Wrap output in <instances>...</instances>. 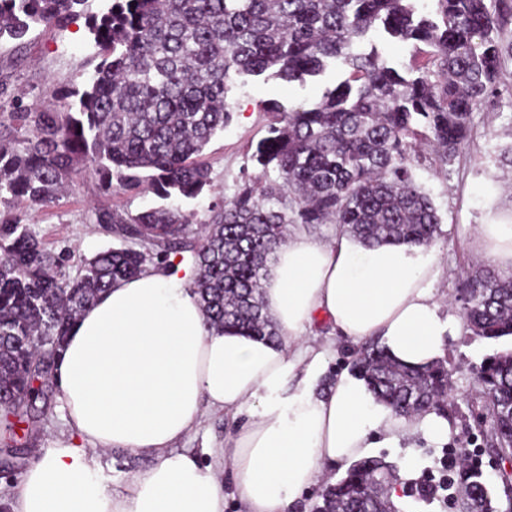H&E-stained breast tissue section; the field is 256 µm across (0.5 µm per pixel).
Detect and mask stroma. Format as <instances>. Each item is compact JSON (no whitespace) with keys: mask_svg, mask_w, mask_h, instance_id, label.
Returning <instances> with one entry per match:
<instances>
[{"mask_svg":"<svg viewBox=\"0 0 512 512\" xmlns=\"http://www.w3.org/2000/svg\"><path fill=\"white\" fill-rule=\"evenodd\" d=\"M93 50L84 18L67 27L40 26L33 29L23 48L14 42L0 41V112L12 109L13 97L25 104L35 103L62 109L72 88L86 84L93 73ZM339 80L335 70H328L316 82L299 86L278 80L248 81L237 86L230 97L233 120L212 138L203 152L211 168V186L197 198L183 201V211L193 222L204 220L212 203L232 195L242 172L256 173L250 155L266 135L267 118L260 104L268 99L284 102L313 103L323 90ZM502 93L493 105L474 112L471 137L463 152L447 166L425 165L417 169V179L431 194L441 217L442 235L437 243L441 262L438 282L445 294L448 311L461 317L462 303L457 288L465 271L480 265L474 254L472 237L482 224L512 218V168L497 161L501 146L512 144V60L506 61L501 76ZM151 195L132 196L122 192L104 195L95 179L88 178L64 194L49 208L28 210L27 220L44 243L53 250H68L73 261L92 256L112 245L113 238L94 222L100 205L119 210L138 211L155 204ZM495 344L460 330L449 339L444 359L451 371V396L448 400V438L439 443H421L415 457L405 460L400 448L383 449L387 462L409 464L414 474L453 457L460 449L482 447L483 436L471 414L481 386L476 369L494 353ZM64 430L60 413L47 419L14 422L12 432L25 448L50 444Z\"/></svg>","mask_w":512,"mask_h":512,"instance_id":"obj_1","label":"stroma"}]
</instances>
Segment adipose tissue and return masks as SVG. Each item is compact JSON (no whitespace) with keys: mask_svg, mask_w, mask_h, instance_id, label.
<instances>
[{"mask_svg":"<svg viewBox=\"0 0 512 512\" xmlns=\"http://www.w3.org/2000/svg\"><path fill=\"white\" fill-rule=\"evenodd\" d=\"M474 244L512 273V224L480 225ZM440 274L432 246L289 234L262 280L275 343L209 327L189 257L114 282L75 322L56 372L68 434L37 448L4 498L8 512H224L228 479L243 512H294L300 495L376 445L410 456L418 441H443L441 416L396 415L348 371L329 394L315 391L335 354L314 331L324 323L356 346L378 340L402 364L440 360L458 329ZM215 413L237 420L234 434L198 453L180 448ZM108 448L152 463L114 483L100 463Z\"/></svg>","mask_w":512,"mask_h":512,"instance_id":"1","label":"adipose tissue"}]
</instances>
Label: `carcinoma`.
<instances>
[{"label":"carcinoma","mask_w":512,"mask_h":512,"mask_svg":"<svg viewBox=\"0 0 512 512\" xmlns=\"http://www.w3.org/2000/svg\"><path fill=\"white\" fill-rule=\"evenodd\" d=\"M88 0H0V39L23 40L38 26L62 27ZM512 0H109L86 17L93 75L63 112L14 100L0 114V411L46 417L54 370L72 324L112 282L190 254L211 327L267 340L261 281L290 224H334L371 246H433L440 216L415 170L431 144L443 167L466 147L472 113L494 99L512 40ZM378 32L407 46L391 63L353 45ZM334 65L343 78L316 104L262 102L267 136L251 154L259 169L190 228L180 201L210 185L205 147L233 117L229 94L248 78L304 85ZM106 193L153 194L136 212L95 210L119 241L76 273L48 250L25 207H49L84 176ZM468 331L512 339V274L492 265L460 285ZM354 367L398 415L447 414L450 370L413 369L384 348L362 346ZM474 420L492 448L512 446V348L486 357ZM457 483L476 512H496L468 451ZM382 459L351 464L326 486L312 512H396L372 482Z\"/></svg>","instance_id":"carcinoma-1"}]
</instances>
